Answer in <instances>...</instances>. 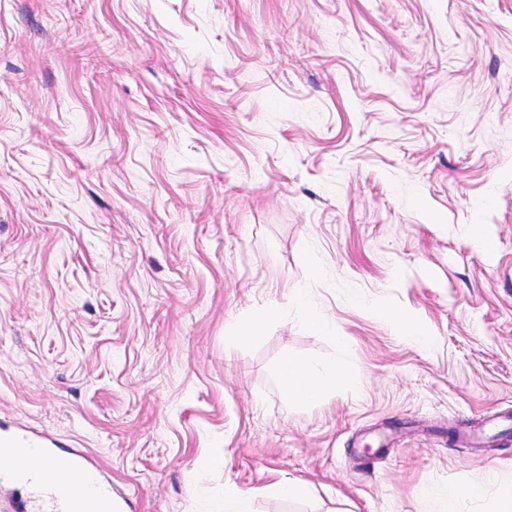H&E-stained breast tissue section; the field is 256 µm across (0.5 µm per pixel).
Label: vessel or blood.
Masks as SVG:
<instances>
[{
    "label": "vessel or blood",
    "mask_w": 512,
    "mask_h": 512,
    "mask_svg": "<svg viewBox=\"0 0 512 512\" xmlns=\"http://www.w3.org/2000/svg\"><path fill=\"white\" fill-rule=\"evenodd\" d=\"M0 446L29 450L33 462L26 470V483L50 503L51 512H76L77 492L68 484L51 482L45 477L46 470L53 462L59 448L56 439L47 432L31 427H21L13 432L1 433ZM66 463L73 472L95 476L97 491L107 498L108 512H128L127 502L113 498L111 483L98 477L99 464L92 454L78 448L69 449Z\"/></svg>",
    "instance_id": "b4317fda"
}]
</instances>
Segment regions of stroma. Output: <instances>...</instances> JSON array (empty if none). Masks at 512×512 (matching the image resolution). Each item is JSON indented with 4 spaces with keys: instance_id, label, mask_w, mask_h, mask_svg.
<instances>
[{
    "instance_id": "obj_1",
    "label": "stroma",
    "mask_w": 512,
    "mask_h": 512,
    "mask_svg": "<svg viewBox=\"0 0 512 512\" xmlns=\"http://www.w3.org/2000/svg\"><path fill=\"white\" fill-rule=\"evenodd\" d=\"M290 354L350 388L288 402ZM0 425L131 512H495L512 0H0ZM377 314L390 322L402 335L410 336L414 340L422 343L427 341V336L422 328L405 313L397 310L380 308L378 309ZM66 463L70 472L66 466ZM66 463L55 461L49 468L51 478H59L76 487H88L91 479L85 475L91 474L95 477V488L107 498V512H127L129 505L123 500L115 499L112 495V483L98 475L99 464L96 458L87 451L79 448H70L67 452ZM76 472V473H73Z\"/></svg>"
}]
</instances>
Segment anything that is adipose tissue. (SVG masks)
Segmentation results:
<instances>
[{"label": "adipose tissue", "mask_w": 512, "mask_h": 512, "mask_svg": "<svg viewBox=\"0 0 512 512\" xmlns=\"http://www.w3.org/2000/svg\"><path fill=\"white\" fill-rule=\"evenodd\" d=\"M281 383L289 401L312 405L325 392L347 388L351 379L348 370L343 367L331 363L320 368L304 357L290 355L282 363Z\"/></svg>", "instance_id": "1"}]
</instances>
